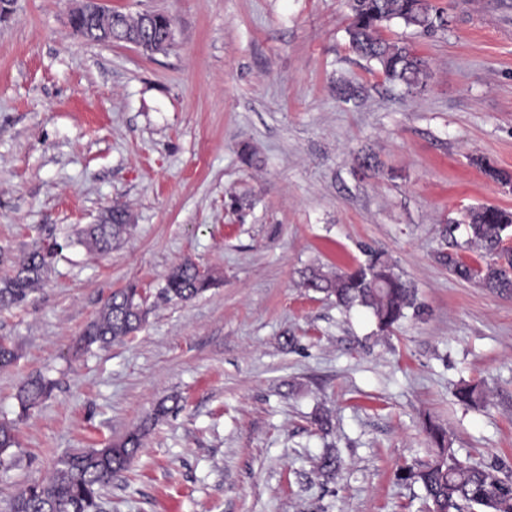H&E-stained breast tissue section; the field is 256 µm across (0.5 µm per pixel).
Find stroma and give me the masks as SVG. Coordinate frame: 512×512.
<instances>
[{"instance_id":"35a3bbf8","label":"stroma","mask_w":512,"mask_h":512,"mask_svg":"<svg viewBox=\"0 0 512 512\" xmlns=\"http://www.w3.org/2000/svg\"><path fill=\"white\" fill-rule=\"evenodd\" d=\"M431 2L445 24L382 31L427 65L410 92L352 50L345 0H107L173 19L171 47L154 54L76 35V0H16L0 19V254L74 235L117 203L134 228L106 254L64 249L25 303L0 310V340L19 354L0 368V421L17 441L0 512L59 457L149 419L105 512H425L396 474L433 455L426 414L459 460L512 475V296L435 259L440 224L512 209V190L475 164L512 176V41L464 23L461 0ZM367 154L378 171L360 168ZM368 247L425 306L387 335L304 286L310 269L354 268ZM186 260L216 286L157 300ZM130 285L153 298L143 328L75 352ZM39 374L56 386L20 416L16 394ZM475 382L486 404H460L457 388ZM329 447L342 468L326 479L316 463Z\"/></svg>"}]
</instances>
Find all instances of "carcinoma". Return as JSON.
<instances>
[{"label": "carcinoma", "instance_id": "carcinoma-1", "mask_svg": "<svg viewBox=\"0 0 512 512\" xmlns=\"http://www.w3.org/2000/svg\"><path fill=\"white\" fill-rule=\"evenodd\" d=\"M394 19L427 31L435 20L443 19V12L433 8L429 0H349V44L374 62L386 79L408 87L422 85L428 78L425 62L409 45L381 34ZM72 25L92 42L104 43L122 33L131 39L146 37L148 51L153 53L170 47L165 37L173 22L170 16L157 13L148 27L140 14L108 8L89 17L78 15ZM130 228L129 212L117 204L107 209L98 223L77 231L76 239L68 243L104 253ZM508 237H512V211L495 205L470 207L460 219L441 225L437 258L456 279L476 281L493 293L508 296L512 294V248L505 246ZM63 248L50 236L13 261V274L0 279V309L24 303ZM214 285L212 277L185 261L171 269L157 298L190 301ZM305 287L335 296L336 304L346 311L355 307L369 310L382 333L392 332L408 315L417 317L424 312L416 288L395 271L383 252H368L364 263L346 271L327 274L313 269ZM148 314L146 298L138 288L114 292L82 332L79 347L88 350L120 341L138 331ZM52 389L53 382L44 376L30 379L17 395L19 415H27ZM456 396L464 404H474L483 398V390L478 383L469 384ZM423 429L437 452L427 461L400 470L397 477L422 487L430 512H512V479L503 475L502 465L463 462L450 448L447 430L429 418L424 419ZM144 433L140 427L117 444L60 458L50 477L27 485L12 497L11 512H98L102 491L137 456ZM14 446L13 425L1 421V469L15 464ZM340 467V458L331 450L317 463V471L325 478Z\"/></svg>", "mask_w": 512, "mask_h": 512}]
</instances>
